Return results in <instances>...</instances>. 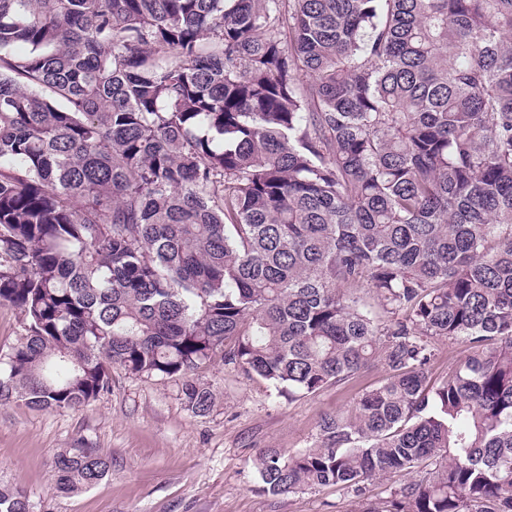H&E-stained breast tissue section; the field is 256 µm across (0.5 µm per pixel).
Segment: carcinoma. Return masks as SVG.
<instances>
[{
    "mask_svg": "<svg viewBox=\"0 0 512 512\" xmlns=\"http://www.w3.org/2000/svg\"><path fill=\"white\" fill-rule=\"evenodd\" d=\"M0 306V401L38 410L114 366L204 415L218 356L290 399L379 359L261 490L399 471L362 512H512V0H0ZM435 339L468 345L438 382ZM25 333L21 314L11 307H0V354L7 352Z\"/></svg>",
    "mask_w": 512,
    "mask_h": 512,
    "instance_id": "carcinoma-1",
    "label": "carcinoma"
}]
</instances>
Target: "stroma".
Masks as SVG:
<instances>
[{"instance_id":"1","label":"stroma","mask_w":512,"mask_h":512,"mask_svg":"<svg viewBox=\"0 0 512 512\" xmlns=\"http://www.w3.org/2000/svg\"><path fill=\"white\" fill-rule=\"evenodd\" d=\"M385 376L376 362L291 401L218 359L200 373L215 404L196 416L174 380L116 367L110 391L77 410L0 403V485L23 487L31 512H359L363 500L385 497L405 476L374 481L361 497L333 486L271 495L259 489L254 460L264 448L311 446L321 416L350 409ZM81 446L98 449L110 471L92 487L59 492L53 461Z\"/></svg>"}]
</instances>
